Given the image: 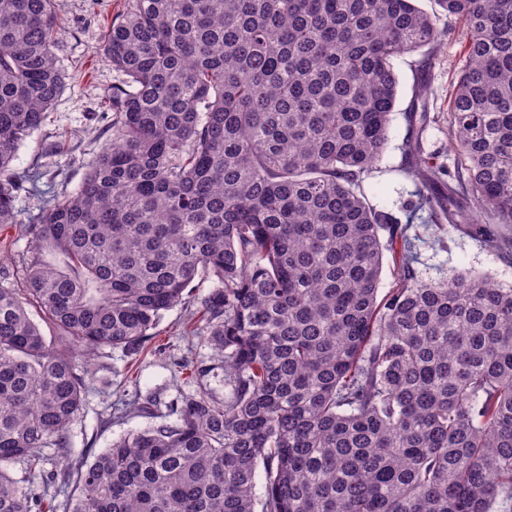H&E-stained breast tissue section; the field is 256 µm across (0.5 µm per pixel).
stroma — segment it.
Returning <instances> with one entry per match:
<instances>
[{"label":"stroma","mask_w":512,"mask_h":512,"mask_svg":"<svg viewBox=\"0 0 512 512\" xmlns=\"http://www.w3.org/2000/svg\"><path fill=\"white\" fill-rule=\"evenodd\" d=\"M122 6L123 0H64L58 34V65L64 75V87L44 126L25 141L12 163L20 174L35 166L43 173L38 194L21 193L17 207L36 209L42 194L54 189L76 191L88 163L111 138L112 117L104 113L103 106L112 93V67L103 52V32ZM438 25L448 29L449 37L446 45L433 54L426 70H417L410 55L396 63L400 85L390 116L389 140L375 169L365 175L364 187L372 205L399 220H412V231L417 235L416 269L423 279L456 271L484 276L507 288L512 286V259L485 250L475 237L453 224L445 225V240L437 242L424 225V212L413 209L417 190L414 180L401 172L406 165L400 150L407 134L404 114L411 108L413 90L420 83L429 87L425 151L443 169H453L457 163L448 149L452 122L448 95L463 63V25L444 14L439 15ZM189 318L188 309L182 306L166 312L156 341L167 345V356L150 348L132 359L118 350L94 356L88 375L91 393L69 427L73 454H97L128 431L144 430L163 420L169 402L185 387L183 379L173 374L171 358H212L213 351L203 337L184 338ZM137 389L156 396L152 414L112 417L113 404Z\"/></svg>","instance_id":"35a3bbf8"}]
</instances>
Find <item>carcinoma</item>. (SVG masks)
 Segmentation results:
<instances>
[{
	"label": "carcinoma",
	"instance_id": "1",
	"mask_svg": "<svg viewBox=\"0 0 512 512\" xmlns=\"http://www.w3.org/2000/svg\"><path fill=\"white\" fill-rule=\"evenodd\" d=\"M433 2L463 22L458 164L443 182L409 114L415 207L507 256L512 0ZM62 7L0 0V224L30 238L24 283L0 270V512H56L13 480L18 462L73 490L67 512H512V288L419 278L412 223L363 186L388 142L394 61L445 44L437 13L124 0L104 32L112 139L26 223L12 162L63 89ZM387 251L398 277L380 298ZM195 300L228 393L207 388L216 364L176 362L197 389L173 419L73 455L88 393L73 351L136 356Z\"/></svg>",
	"mask_w": 512,
	"mask_h": 512
}]
</instances>
